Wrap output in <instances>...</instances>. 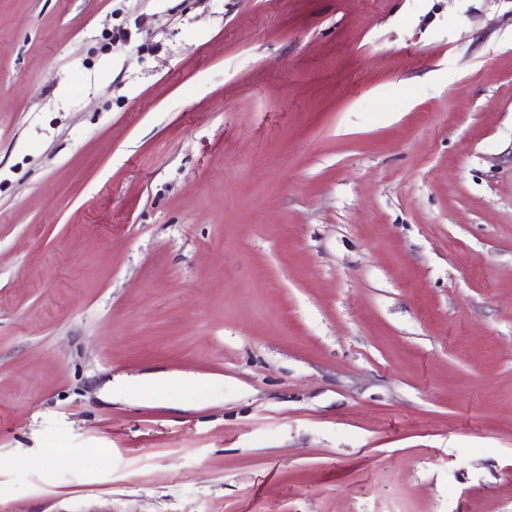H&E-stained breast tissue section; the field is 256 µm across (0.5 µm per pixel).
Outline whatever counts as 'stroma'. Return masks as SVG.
Instances as JSON below:
<instances>
[{
  "label": "stroma",
  "mask_w": 512,
  "mask_h": 512,
  "mask_svg": "<svg viewBox=\"0 0 512 512\" xmlns=\"http://www.w3.org/2000/svg\"><path fill=\"white\" fill-rule=\"evenodd\" d=\"M0 512H512V0H0ZM185 387L192 386L195 388H202L205 386L204 382L194 378H171L165 376H143L132 384L112 383V399L117 391L126 393L131 390L134 394L141 399H149L153 397L163 387Z\"/></svg>",
  "instance_id": "obj_1"
}]
</instances>
